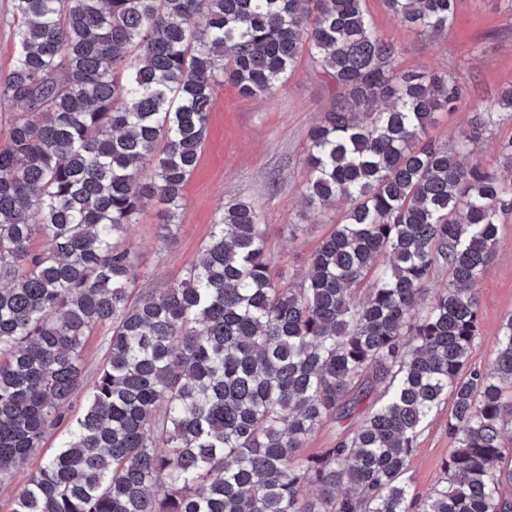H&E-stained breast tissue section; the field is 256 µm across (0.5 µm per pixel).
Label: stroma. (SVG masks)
Here are the masks:
<instances>
[{"label": "stroma", "mask_w": 512, "mask_h": 512, "mask_svg": "<svg viewBox=\"0 0 512 512\" xmlns=\"http://www.w3.org/2000/svg\"><path fill=\"white\" fill-rule=\"evenodd\" d=\"M365 8L379 33L399 42L397 64L401 69L450 74L462 86L464 106L436 115L430 130L436 142L451 144L459 129L478 126L480 107L493 103L499 90L512 84V11L502 0H459L453 24L434 39L398 28L384 0H366ZM331 105L332 93L325 76L306 57L298 61L288 81L269 96L245 97L231 84H218L209 133L199 163L185 185V206L171 241H162L152 207L121 241L146 274L138 281V288L179 281L196 262L218 209L234 198L259 203L275 270L301 281L311 254L342 216L336 207L309 220L303 196L308 178L304 163L307 133ZM476 288L479 326L469 364L485 369L494 359L500 324L512 313V214L504 219L496 258ZM369 406L365 400L347 417L327 420L309 437L301 455L333 447L342 434L358 425ZM450 408V402H443L417 440L407 473L411 496L425 495L443 475L453 446L448 433ZM62 435L59 428L48 433L27 463L0 481V512H9L13 496Z\"/></svg>", "instance_id": "1"}]
</instances>
